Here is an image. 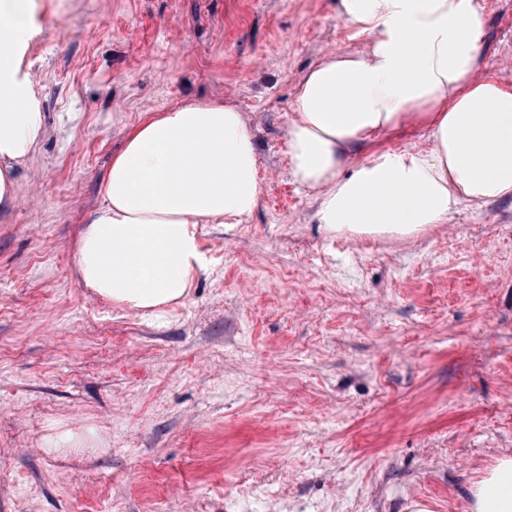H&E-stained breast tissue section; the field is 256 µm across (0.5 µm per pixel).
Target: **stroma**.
I'll use <instances>...</instances> for the list:
<instances>
[{"label": "stroma", "mask_w": 512, "mask_h": 512, "mask_svg": "<svg viewBox=\"0 0 512 512\" xmlns=\"http://www.w3.org/2000/svg\"><path fill=\"white\" fill-rule=\"evenodd\" d=\"M46 133L0 210V512H468L512 454V200L413 241L330 235L287 178L298 77L363 44L337 0H37ZM512 86V0H481ZM194 98L253 120L265 194L203 224L155 318L83 288L125 128ZM93 448H46L53 425Z\"/></svg>", "instance_id": "stroma-1"}]
</instances>
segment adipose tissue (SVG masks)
Listing matches in <instances>:
<instances>
[{"label": "adipose tissue", "instance_id": "obj_1", "mask_svg": "<svg viewBox=\"0 0 512 512\" xmlns=\"http://www.w3.org/2000/svg\"><path fill=\"white\" fill-rule=\"evenodd\" d=\"M36 0H0V207L12 167L44 125L22 67ZM365 43L325 55L299 80L286 130L287 176L330 234L413 237L460 206L512 199V88L484 72L479 0H338ZM416 126L428 144L359 154ZM80 233V284L154 315L187 298L203 270L198 227L239 224L259 206L252 121L221 100L182 101L124 133ZM470 512H512V456L471 485Z\"/></svg>", "mask_w": 512, "mask_h": 512}]
</instances>
